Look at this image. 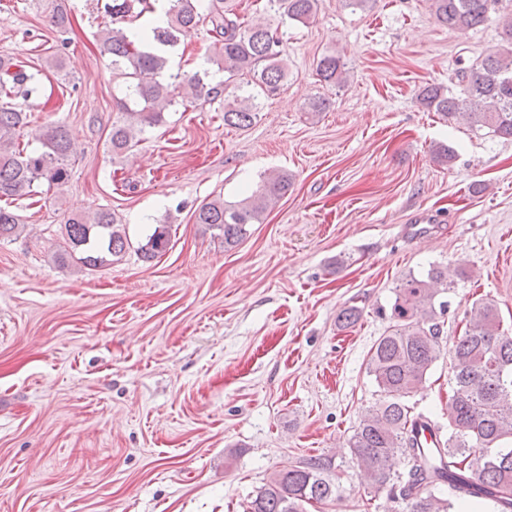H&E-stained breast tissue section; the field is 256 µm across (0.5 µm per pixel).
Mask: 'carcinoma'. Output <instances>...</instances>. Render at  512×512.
<instances>
[{
    "label": "carcinoma",
    "mask_w": 512,
    "mask_h": 512,
    "mask_svg": "<svg viewBox=\"0 0 512 512\" xmlns=\"http://www.w3.org/2000/svg\"><path fill=\"white\" fill-rule=\"evenodd\" d=\"M159 0H111L104 5L110 22L100 31L102 52L112 57V76L126 85V96L116 101V118L108 135L114 155L129 152L137 135L165 122L164 114L179 103L184 108L224 90V124L250 126L260 112V96L279 91L288 80V65L282 54L283 34L267 27L244 28L234 9L215 0L203 16L194 0H167L166 21L153 25ZM502 0H432L437 21L450 30L466 32L484 24L498 12ZM280 17L302 24L315 15L319 0H268ZM208 21L215 33L213 62L224 73L222 88L210 86L208 71H169L170 54L156 53L129 35L137 28L164 46L176 49L201 22ZM51 24L58 35L71 25L67 11L55 7ZM318 80L328 85L347 83L340 58L322 56L315 68ZM460 90L441 84L419 88L418 103L429 112L463 120L476 131L488 130L512 139V16L503 24V44L480 62L456 73ZM34 74L23 65L0 58V240L19 234V215L8 200L33 192L45 180L67 183L71 134L61 124L46 127L41 148L29 151L15 140L27 124V113L8 101L12 92L27 94L26 84ZM291 180L285 172L262 178L257 189L235 203L214 199L194 213L204 224L224 236L232 248L246 235V225L257 224L265 212L288 193ZM66 248L61 258L81 254L86 266L102 267L125 253L128 240L112 212L76 213L64 224ZM170 226L158 224L139 247L151 261L169 249ZM464 272L433 267L427 276L409 275L396 285L392 306L394 325L377 340L369 373L383 396L361 419L349 440L357 465L368 472L373 487L399 489L409 512H454L451 500L439 495L443 486L472 503L486 501L494 512H512V335L502 330L495 304L477 301L470 311L467 329L448 347L452 394L448 396L446 440L421 449L417 436L431 427L424 414L408 405L406 398L423 384L443 351L438 314L448 302L435 298L450 288L448 281ZM399 454L408 460L402 476L393 471ZM338 487L331 478V462L320 458L280 471L251 499L247 512H306V506L336 498Z\"/></svg>",
    "instance_id": "1"
}]
</instances>
